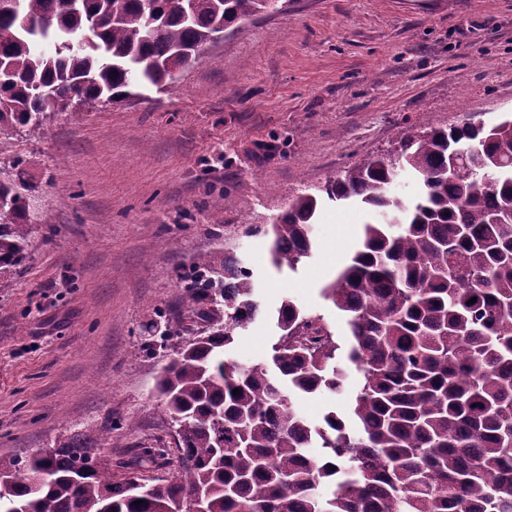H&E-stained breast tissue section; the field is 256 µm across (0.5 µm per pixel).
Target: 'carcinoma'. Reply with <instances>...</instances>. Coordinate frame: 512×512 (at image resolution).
Segmentation results:
<instances>
[{
    "label": "carcinoma",
    "mask_w": 512,
    "mask_h": 512,
    "mask_svg": "<svg viewBox=\"0 0 512 512\" xmlns=\"http://www.w3.org/2000/svg\"><path fill=\"white\" fill-rule=\"evenodd\" d=\"M271 2L0 0V133L37 136L76 99L114 104L169 86L175 68ZM398 144L249 227L270 239L276 266L293 269L313 251L322 201L380 216L325 288L360 373L350 417L332 411L313 426L299 413L292 396L338 393L346 372L322 318L290 299L273 316L270 362L226 357L262 310L252 273L209 255L182 297L206 329L158 382L177 425L176 471L114 481L64 442L0 461L10 479L0 512H170L196 492L206 512H512V117L487 128L413 123ZM403 166L420 181L409 203L390 193ZM33 220L27 196L0 181V277L26 261ZM166 454L143 448L130 467Z\"/></svg>",
    "instance_id": "cac0c4a2"
}]
</instances>
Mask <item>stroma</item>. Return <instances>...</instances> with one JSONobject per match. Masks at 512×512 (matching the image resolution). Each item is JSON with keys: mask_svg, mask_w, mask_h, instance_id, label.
Masks as SVG:
<instances>
[{"mask_svg": "<svg viewBox=\"0 0 512 512\" xmlns=\"http://www.w3.org/2000/svg\"><path fill=\"white\" fill-rule=\"evenodd\" d=\"M511 114L512 0H288L207 46L173 86L68 109L36 137L0 134V179L24 182L36 214L26 262L0 278V460L74 438L119 480L137 449L173 447L156 385L198 325L163 343L145 326H172L185 273L210 253L236 250L263 306L291 298L347 345L322 290L373 213L323 203L312 257L280 272L248 226L393 149L406 120ZM276 339L256 321L231 356L269 361ZM347 373L342 392L297 399L310 424L348 411L359 374Z\"/></svg>", "mask_w": 512, "mask_h": 512, "instance_id": "stroma-1", "label": "stroma"}]
</instances>
